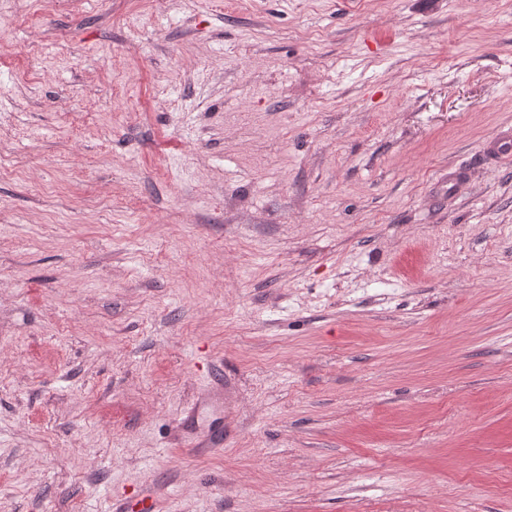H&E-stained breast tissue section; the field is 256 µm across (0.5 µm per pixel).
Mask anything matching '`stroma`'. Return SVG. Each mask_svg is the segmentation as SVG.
<instances>
[{
  "label": "stroma",
  "mask_w": 512,
  "mask_h": 512,
  "mask_svg": "<svg viewBox=\"0 0 512 512\" xmlns=\"http://www.w3.org/2000/svg\"><path fill=\"white\" fill-rule=\"evenodd\" d=\"M0 17V512H512V0ZM483 156L493 161H511L512 131L501 132L492 137L483 150Z\"/></svg>",
  "instance_id": "stroma-1"
}]
</instances>
